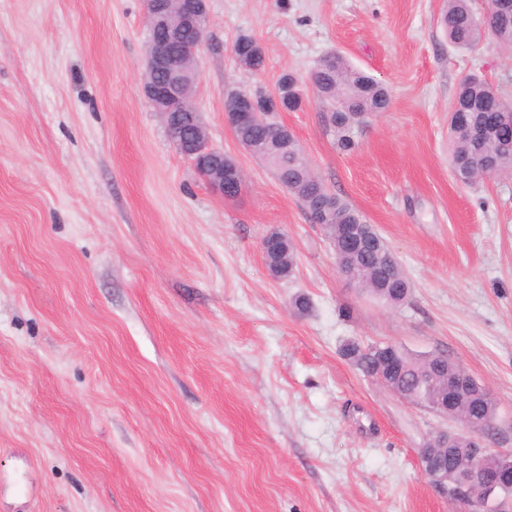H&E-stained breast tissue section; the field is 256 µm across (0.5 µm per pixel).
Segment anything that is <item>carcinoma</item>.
<instances>
[{
	"mask_svg": "<svg viewBox=\"0 0 512 512\" xmlns=\"http://www.w3.org/2000/svg\"><path fill=\"white\" fill-rule=\"evenodd\" d=\"M441 25L448 41L463 49L477 44L485 33L481 18L469 6V0H448V7L441 18ZM494 42L512 48V7L502 16L498 29L493 34ZM233 51L240 66L248 71L265 68L266 57L260 43L250 35L238 36ZM317 96L326 104V122L334 136L336 147L342 152H351L359 145V134L368 119L388 109V90L374 77L354 68L347 59L338 54L331 66H316L309 75ZM295 75L285 73L279 77L276 86L281 100L288 109L296 111L301 106L295 82ZM491 87L483 79L471 76L458 87L454 103L465 111V119L456 124L449 121L453 143L449 157L453 161L452 173L463 183L491 172L495 175L512 169V142L508 131L500 128L485 138H476L473 129L486 125L484 105L490 97ZM268 128L259 123L250 124L236 133L239 139L251 142L268 138ZM267 164L279 171L282 182L288 184V191L301 203L311 220H320L319 200L327 196V190L315 177L304 152L296 142L288 149H272L266 156ZM329 197V196H327ZM333 217L322 222L333 250L337 265L355 272L356 284L366 289L377 299L393 306L402 304L409 296L410 283L389 245L380 239L375 244L353 251L348 247L344 225L365 224L367 220L358 209L352 207L337 195L329 197ZM271 261L280 266V274L289 275L294 266V251L291 241L280 244L278 251L269 253ZM348 357L364 374L371 372L374 361L360 349L356 341H349L343 347ZM399 355L413 362L402 377L404 389L401 396L408 402L429 406L434 394V384L422 376L428 369L424 363L417 364L418 357L399 351ZM497 403L493 396L482 395L458 409V418L475 425H490L495 421Z\"/></svg>",
	"mask_w": 512,
	"mask_h": 512,
	"instance_id": "cac0c4a2",
	"label": "carcinoma"
}]
</instances>
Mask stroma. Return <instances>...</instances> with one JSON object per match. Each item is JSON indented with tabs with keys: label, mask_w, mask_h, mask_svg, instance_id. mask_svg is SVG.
Segmentation results:
<instances>
[{
	"label": "stroma",
	"mask_w": 512,
	"mask_h": 512,
	"mask_svg": "<svg viewBox=\"0 0 512 512\" xmlns=\"http://www.w3.org/2000/svg\"><path fill=\"white\" fill-rule=\"evenodd\" d=\"M446 6L209 0L195 105L244 173L227 199L144 97L142 0H0V512H451L418 450L455 422L368 379L349 339L448 354L512 449V174L448 166L459 83L512 101V49L449 43ZM242 33L264 70L236 63ZM330 52L390 95L350 153L308 82ZM285 72L304 101L278 121L395 252L404 304L343 278L225 126L228 91ZM274 231L295 248L285 279L261 250Z\"/></svg>",
	"instance_id": "stroma-1"
}]
</instances>
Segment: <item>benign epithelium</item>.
<instances>
[{"label": "benign epithelium", "mask_w": 512, "mask_h": 512, "mask_svg": "<svg viewBox=\"0 0 512 512\" xmlns=\"http://www.w3.org/2000/svg\"><path fill=\"white\" fill-rule=\"evenodd\" d=\"M143 8L149 27L165 28L174 35L185 29L197 33L196 38L181 42L179 52L173 53L168 43L152 40L146 51L144 70V96L152 109L166 120L165 127L171 140L178 144L180 152L201 173L208 185L225 198L238 196L243 189V175L224 181V152L211 147L206 138L204 125L193 103L196 81L186 78V69L197 71L198 51L209 22L207 0H143ZM262 119L248 97L240 99L239 107L224 113V123L230 129L252 124ZM435 373L443 379L438 384L435 413L452 418V412L466 396L468 380L472 378L463 367L457 374L448 376V368L442 365L447 355L433 353ZM404 369L397 348L380 356L378 374L373 380L389 387L386 377ZM451 453L460 452L457 443L466 441L470 466L463 472H448L436 467L433 457L422 448L419 460L423 474L432 487L443 494L458 512H512V451L501 453L491 448L494 440L491 432L465 425L459 432L445 430L432 436ZM484 490L485 499L473 496V487Z\"/></svg>", "instance_id": "1"}]
</instances>
